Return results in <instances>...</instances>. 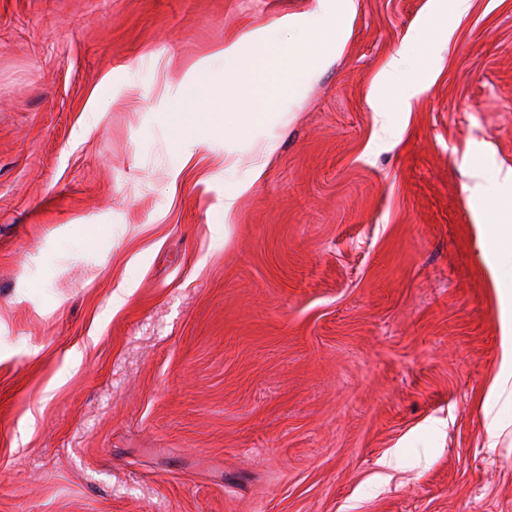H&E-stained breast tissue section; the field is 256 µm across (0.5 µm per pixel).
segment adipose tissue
Returning <instances> with one entry per match:
<instances>
[{
  "label": "adipose tissue",
  "instance_id": "ef3b65f1",
  "mask_svg": "<svg viewBox=\"0 0 512 512\" xmlns=\"http://www.w3.org/2000/svg\"><path fill=\"white\" fill-rule=\"evenodd\" d=\"M354 11L353 0H317V7L311 14L304 17L286 15L267 26L264 32L240 33L217 49L213 57L223 61L226 68L251 74L252 67L245 59L244 48L263 34L273 48L274 65L285 83L302 86L341 50ZM212 109L224 115L225 167L235 168L242 151L253 152L262 159L273 154V136L253 137L246 132L247 126L256 120L252 103L241 104L230 111L216 103Z\"/></svg>",
  "mask_w": 512,
  "mask_h": 512
}]
</instances>
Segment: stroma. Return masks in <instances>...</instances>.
Listing matches in <instances>:
<instances>
[{
	"mask_svg": "<svg viewBox=\"0 0 512 512\" xmlns=\"http://www.w3.org/2000/svg\"><path fill=\"white\" fill-rule=\"evenodd\" d=\"M354 2L290 89L212 54L316 0H0V512H512V0ZM213 112L224 111V126L222 119L220 130L224 132V166L233 169L237 166L241 151H251L257 157L264 159L270 157L275 151L274 136L268 134L264 137H253L245 134L247 126L256 122V114L252 102L241 103L239 108L231 111L225 109V104L211 102ZM502 363L506 370L501 372L499 378L493 385V390H506L510 379H512V332L508 330L507 334L502 336Z\"/></svg>",
	"mask_w": 512,
	"mask_h": 512,
	"instance_id": "1",
	"label": "stroma"
}]
</instances>
